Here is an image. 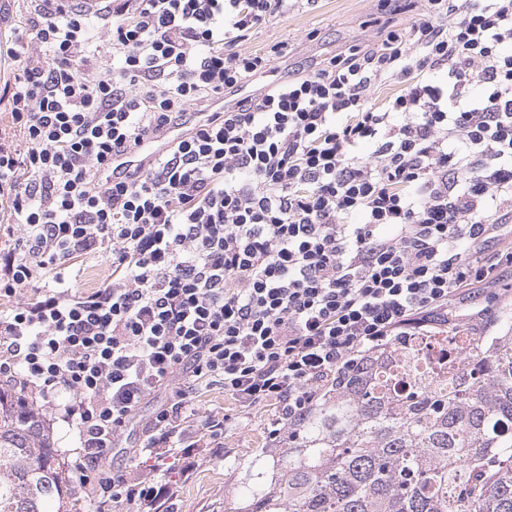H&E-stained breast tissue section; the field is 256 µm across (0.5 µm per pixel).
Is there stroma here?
<instances>
[{
    "instance_id": "obj_1",
    "label": "stroma",
    "mask_w": 512,
    "mask_h": 512,
    "mask_svg": "<svg viewBox=\"0 0 512 512\" xmlns=\"http://www.w3.org/2000/svg\"><path fill=\"white\" fill-rule=\"evenodd\" d=\"M417 13L414 7L389 12L382 0H298L288 15L247 32L238 49L254 52L271 42L287 41V56L272 61L255 81L256 86H267L311 69L316 61L350 45L376 44L381 40L378 21L405 26ZM275 414L271 406L250 410L227 433L223 459L198 456L192 478L178 483V512H238L246 493L244 467L269 450L267 426Z\"/></svg>"
}]
</instances>
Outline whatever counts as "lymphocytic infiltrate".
<instances>
[{"instance_id":"lymphocytic-infiltrate-1","label":"lymphocytic infiltrate","mask_w":512,"mask_h":512,"mask_svg":"<svg viewBox=\"0 0 512 512\" xmlns=\"http://www.w3.org/2000/svg\"><path fill=\"white\" fill-rule=\"evenodd\" d=\"M296 2L112 0L99 39L62 0L27 19L30 53L0 43L22 134L0 139L21 235L0 250V377L75 428L70 482L93 512H174L166 474L108 471L133 431L137 457L184 477L200 451L223 457L231 417L200 416L191 392L276 406L275 441L363 351L504 294L512 248L490 246L512 225V0H424L380 45L248 90L288 45L237 41ZM387 82L400 92L370 105ZM106 249L111 280L75 288L66 261Z\"/></svg>"}]
</instances>
